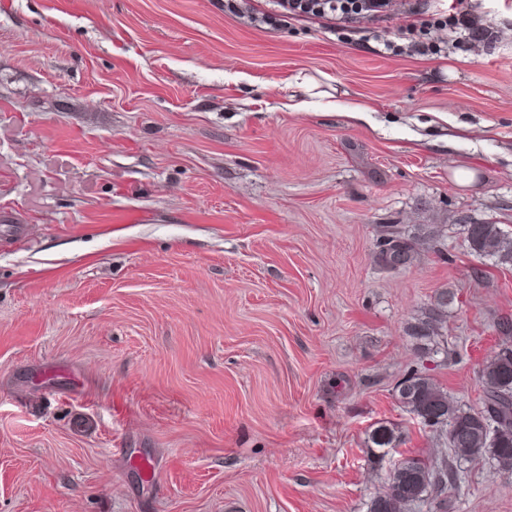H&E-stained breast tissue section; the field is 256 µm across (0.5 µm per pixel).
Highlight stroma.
<instances>
[{
	"mask_svg": "<svg viewBox=\"0 0 512 512\" xmlns=\"http://www.w3.org/2000/svg\"><path fill=\"white\" fill-rule=\"evenodd\" d=\"M432 7L468 50L278 0H0V512H367L447 457L394 387L451 290L427 365L478 409L512 318L463 233L512 232V0ZM381 224L442 235L388 271ZM448 512H512V474L463 464ZM456 299V293L443 292L435 303V307L429 311L427 316L419 319L414 325L410 326L409 335L417 339L432 340L435 336L440 335V327L442 317L446 312V308L453 304Z\"/></svg>",
	"mask_w": 512,
	"mask_h": 512,
	"instance_id": "35a3bbf8",
	"label": "stroma"
}]
</instances>
